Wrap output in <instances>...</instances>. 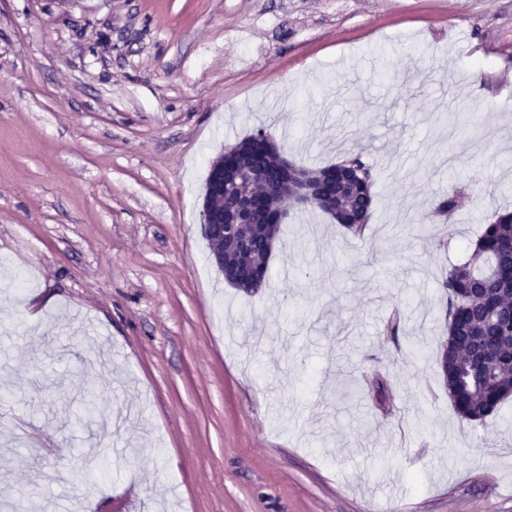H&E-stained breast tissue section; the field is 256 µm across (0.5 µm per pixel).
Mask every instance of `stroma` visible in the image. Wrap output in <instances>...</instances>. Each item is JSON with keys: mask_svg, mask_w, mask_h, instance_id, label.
<instances>
[{"mask_svg": "<svg viewBox=\"0 0 512 512\" xmlns=\"http://www.w3.org/2000/svg\"><path fill=\"white\" fill-rule=\"evenodd\" d=\"M260 127L362 152L374 204L361 237L292 209L247 293L202 194ZM504 208L512 0H0V500L512 512V399L470 423L439 365L442 283Z\"/></svg>", "mask_w": 512, "mask_h": 512, "instance_id": "obj_1", "label": "stroma"}]
</instances>
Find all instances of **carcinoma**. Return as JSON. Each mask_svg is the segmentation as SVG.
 <instances>
[{
	"label": "carcinoma",
	"instance_id": "obj_1",
	"mask_svg": "<svg viewBox=\"0 0 512 512\" xmlns=\"http://www.w3.org/2000/svg\"><path fill=\"white\" fill-rule=\"evenodd\" d=\"M225 165L242 173L238 184L224 182L221 193L224 216L237 210L247 184L257 189L279 185L277 200L288 194L281 183L280 157L265 130L240 141ZM321 176L322 212L336 209V222L354 236L367 230L373 211L375 175L361 153H349L338 162L315 170ZM464 193L453 191L437 204L435 212L451 216L461 206ZM469 259L448 270L443 287L448 292V350L441 351L440 369L456 412L465 420L483 424L512 396V212L503 211L484 225L471 244ZM255 273L247 276L234 260L224 261V278L245 292L268 286L270 247L257 239L246 250ZM492 264L495 274L482 275ZM96 412L95 395L86 393L75 423L89 422Z\"/></svg>",
	"mask_w": 512,
	"mask_h": 512
}]
</instances>
